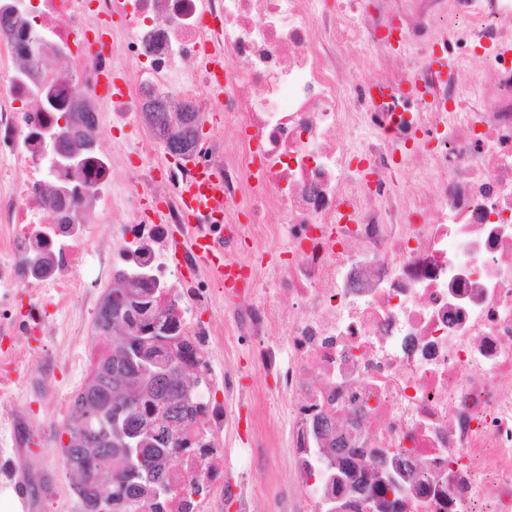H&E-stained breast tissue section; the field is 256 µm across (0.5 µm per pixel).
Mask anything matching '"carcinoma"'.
I'll use <instances>...</instances> for the list:
<instances>
[{
	"label": "carcinoma",
	"instance_id": "obj_1",
	"mask_svg": "<svg viewBox=\"0 0 512 512\" xmlns=\"http://www.w3.org/2000/svg\"><path fill=\"white\" fill-rule=\"evenodd\" d=\"M144 115L159 139L183 151L195 147L193 113H183L175 127L168 112ZM151 292L144 279L123 274L95 314L97 334L110 335L119 319L128 331L97 362L63 427L69 441L61 454L79 474L75 493L84 512H167L171 460L190 451L181 432L197 409L180 357L184 342L172 310L150 299ZM92 437L120 448L124 459L105 448L85 453Z\"/></svg>",
	"mask_w": 512,
	"mask_h": 512
}]
</instances>
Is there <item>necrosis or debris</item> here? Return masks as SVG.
Here are the masks:
<instances>
[{
  "mask_svg": "<svg viewBox=\"0 0 512 512\" xmlns=\"http://www.w3.org/2000/svg\"><path fill=\"white\" fill-rule=\"evenodd\" d=\"M0 14L1 446L22 447L30 426L17 376L39 385L57 373V315L79 310L83 335L122 264L174 305L186 366L204 382L185 431L193 450L171 470V512H253L250 484L224 478V431L239 426L253 467L279 450L298 464L300 489L279 512H321L308 463L322 421L343 423L353 447L418 465L408 512H512V0H0ZM22 30L39 55L24 57ZM403 39L406 68L365 67L363 48L386 58ZM207 46L223 54L218 73L203 63ZM130 67L138 97L100 96L104 75ZM410 81L427 89L413 108L399 94ZM473 85L478 111H459ZM53 96L91 99L97 135L133 125L154 97L175 123L185 110L237 123L196 145L194 163H137L136 195L102 151L52 167ZM201 165L224 185L215 243L239 289L220 325L203 314L221 282L178 245L177 188ZM413 182L423 193L411 198ZM283 235L286 247L272 248ZM237 341L257 346L274 381L263 396L215 370ZM190 479L203 490L188 498Z\"/></svg>",
  "mask_w": 512,
  "mask_h": 512,
  "instance_id": "1",
  "label": "necrosis or debris"
}]
</instances>
